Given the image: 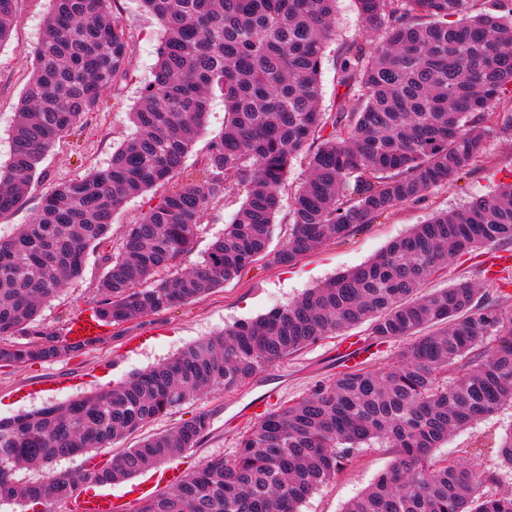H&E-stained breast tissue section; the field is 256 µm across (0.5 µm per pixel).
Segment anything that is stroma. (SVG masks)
Returning a JSON list of instances; mask_svg holds the SVG:
<instances>
[{
    "label": "stroma",
    "mask_w": 512,
    "mask_h": 512,
    "mask_svg": "<svg viewBox=\"0 0 512 512\" xmlns=\"http://www.w3.org/2000/svg\"><path fill=\"white\" fill-rule=\"evenodd\" d=\"M118 9L133 45L130 78L112 91L109 109L89 114L80 131L63 139L45 156L25 204L0 219V234L9 233L15 225L28 223L37 212L42 195L51 186L105 167L123 136L130 133L128 114L151 77L162 33L156 20L142 10L139 0H119ZM49 10V0H17L11 36L0 46L1 164L9 159L14 114L32 73L34 47L43 33ZM334 29L321 71L320 104L328 112L335 111L339 94L336 59L345 43L363 35L354 0H338ZM307 175L308 159L306 155H298L292 160L280 191L281 207L275 218L271 249H280L287 240L289 205ZM510 183L512 129L503 128L490 138L485 155L473 165L469 175L432 190L420 204L397 206L374 223L358 228L343 240L319 246L295 263L256 262L203 299L131 321L119 329L104 328L100 341L87 346L78 357L0 370V419L109 390L129 375L172 357L193 342L234 323L267 314L335 274L364 264L392 240L426 221L433 212L461 208L472 198L488 195ZM248 191L247 184L236 185L210 206L192 251L180 264L181 270L192 269L202 261L214 238L223 232L225 224L233 221ZM505 252L512 253V241L455 257L449 260L447 268L426 281L425 288L431 291L463 280H475L483 284L490 299L512 305V267L501 268L498 262L499 255ZM102 276L103 267L97 253H90L82 278L69 284L45 307L44 323L59 328L67 319L87 309ZM345 340L364 347L365 363L375 370L395 363L404 347L400 340L371 343L367 326L352 327L345 330L343 337L326 339L289 355L235 391L218 390L190 398L151 424L150 429L159 432L197 413H210L209 433L178 458V465L190 470L212 456L233 458L240 435L265 413L307 396L347 368L348 361L340 348ZM511 430L512 407L507 405L473 427L452 434L437 454L444 458H465L472 449H481L478 463L495 478L488 485V492L512 493V471L503 466L496 447L497 440ZM391 460L389 449L377 444L355 449L352 462L306 499L300 512H342L344 505L384 472ZM136 485L147 494L157 488L152 473L148 472L133 482L88 484L82 492L109 495L114 512H136L138 498L132 493Z\"/></svg>",
    "instance_id": "stroma-1"
}]
</instances>
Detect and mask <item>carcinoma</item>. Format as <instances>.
<instances>
[{
	"label": "carcinoma",
	"instance_id": "1",
	"mask_svg": "<svg viewBox=\"0 0 512 512\" xmlns=\"http://www.w3.org/2000/svg\"><path fill=\"white\" fill-rule=\"evenodd\" d=\"M163 37L152 78L130 113L134 126L107 167L55 184L31 221L0 236V369L70 358L68 325L42 308L81 278L105 245L114 214L155 190L129 227L88 311L121 326L210 294L259 259L292 264L403 204L466 175L502 127L512 128V0H356L365 33L337 59L345 89L320 106V74L336 0H140ZM17 0H0V46ZM111 0H52L34 71L0 166V218L22 207L44 155L78 131L130 76L133 47ZM224 128L199 164L211 97ZM308 175L290 208L285 245L269 250L279 191L293 157ZM250 186L233 223L188 272L209 207ZM512 241V184L438 213L367 263L287 306L237 323L104 393L0 419V505L43 512L81 497L84 484L125 481L194 447L210 428L198 413L72 476L16 478L22 468L106 448L189 397L235 390L310 345L369 323L379 343L411 338L393 365L349 366L311 394L254 423L234 458L208 459L139 500L137 512H300L301 504L380 442L393 461L343 512H512V494L471 459H439L453 432L512 404V308L465 281L421 294L448 258Z\"/></svg>",
	"mask_w": 512,
	"mask_h": 512
}]
</instances>
